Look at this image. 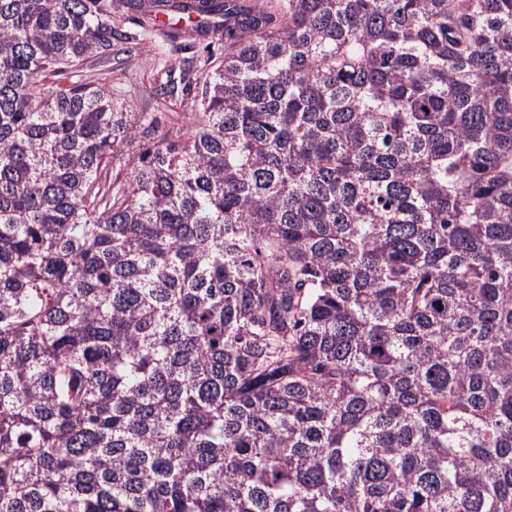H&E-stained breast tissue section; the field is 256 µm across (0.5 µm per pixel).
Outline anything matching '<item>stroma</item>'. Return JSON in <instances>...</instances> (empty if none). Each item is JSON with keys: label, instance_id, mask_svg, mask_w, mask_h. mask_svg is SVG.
<instances>
[{"label": "stroma", "instance_id": "stroma-1", "mask_svg": "<svg viewBox=\"0 0 512 512\" xmlns=\"http://www.w3.org/2000/svg\"><path fill=\"white\" fill-rule=\"evenodd\" d=\"M196 20L172 14L160 29L145 38L136 57L128 62L90 61L82 69L67 72L65 82L98 83L111 88L113 95L136 112H147L175 128H188L191 96L184 92L163 95L158 82L176 58L195 56L200 63H213L224 57V46L199 36Z\"/></svg>", "mask_w": 512, "mask_h": 512}]
</instances>
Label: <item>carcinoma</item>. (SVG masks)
<instances>
[{
	"mask_svg": "<svg viewBox=\"0 0 512 512\" xmlns=\"http://www.w3.org/2000/svg\"><path fill=\"white\" fill-rule=\"evenodd\" d=\"M0 512H512V0H0ZM166 24L147 37L140 46L136 57L128 62L116 63L113 58L108 61H89L78 71H69L56 77L64 82L98 83L112 89V95L125 102L134 112H149L159 118L165 125L187 130L191 119L188 107L197 90L190 96L178 91L173 95H160L158 80L164 70L176 58L194 55L200 66L214 61L224 60V42L211 43L207 37L199 36L191 29L196 27L197 14L188 19L187 14L170 13ZM180 20V22H178ZM171 33H180L173 39ZM208 46V47H207ZM178 48L177 51L175 49ZM164 112V113H160Z\"/></svg>",
	"mask_w": 512,
	"mask_h": 512,
	"instance_id": "carcinoma-1",
	"label": "carcinoma"
}]
</instances>
